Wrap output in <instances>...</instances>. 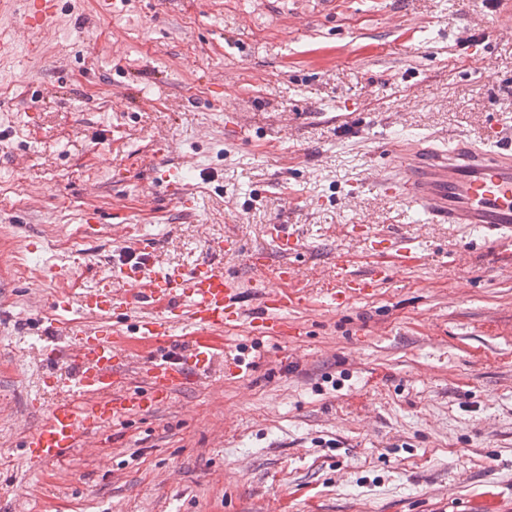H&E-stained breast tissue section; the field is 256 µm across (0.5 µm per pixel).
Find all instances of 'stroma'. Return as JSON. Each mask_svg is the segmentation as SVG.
<instances>
[{
	"mask_svg": "<svg viewBox=\"0 0 512 512\" xmlns=\"http://www.w3.org/2000/svg\"><path fill=\"white\" fill-rule=\"evenodd\" d=\"M510 19L512 0H62L31 34L5 0L0 512L512 508V249L374 187L397 143L512 134ZM131 227L159 270L235 239L217 265L249 308L247 259L264 254L272 287L302 297V332L234 323L206 378L116 421L98 451L31 469L24 434L68 374L47 354L72 342L42 321L86 323ZM376 275L330 306L327 288ZM137 314L96 320L120 326L132 387Z\"/></svg>",
	"mask_w": 512,
	"mask_h": 512,
	"instance_id": "35a3bbf8",
	"label": "stroma"
}]
</instances>
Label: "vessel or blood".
Segmentation results:
<instances>
[{"label": "vessel or blood", "instance_id": "obj_1", "mask_svg": "<svg viewBox=\"0 0 512 512\" xmlns=\"http://www.w3.org/2000/svg\"><path fill=\"white\" fill-rule=\"evenodd\" d=\"M55 0H24V20L43 25ZM379 192L415 206L432 224H469L499 234L512 231V147L498 140L477 146L454 140L451 147L400 150L390 173L376 181ZM136 261L119 259L108 270L112 280L131 284V300L147 305L137 320V333L149 342L155 358L147 363L143 385H117L122 362L101 328L84 326L78 344L68 347L71 372L63 384L66 395L51 406L23 441L32 467L64 461L88 437L100 435L112 421L151 412L189 380L208 373L215 353L214 338L229 322L249 318L252 326L287 333L288 308L299 295L279 288H263L255 312L242 306L237 280L227 277L210 260L189 271L154 270L153 250L146 241L127 242ZM118 300L111 289L84 296L81 307L94 317L111 310ZM192 328L186 355H172L181 323Z\"/></svg>", "mask_w": 512, "mask_h": 512}]
</instances>
